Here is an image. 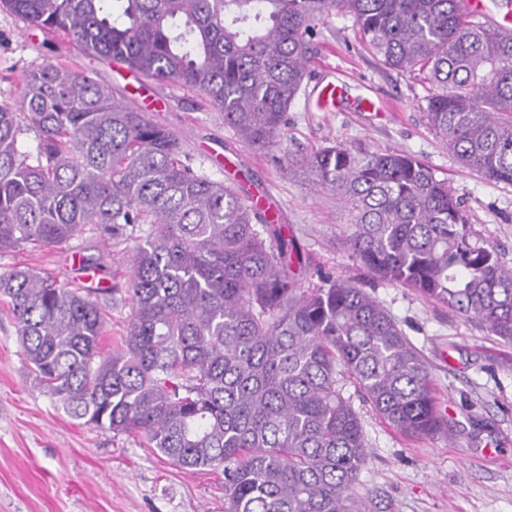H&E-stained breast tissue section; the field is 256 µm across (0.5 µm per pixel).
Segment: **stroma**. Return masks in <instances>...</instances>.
I'll use <instances>...</instances> for the list:
<instances>
[{
	"mask_svg": "<svg viewBox=\"0 0 512 512\" xmlns=\"http://www.w3.org/2000/svg\"><path fill=\"white\" fill-rule=\"evenodd\" d=\"M97 81L150 105V119L182 141L192 168L262 196L287 224L302 257L297 284L351 278L390 312L420 351L445 433L408 439L346 385L368 454L354 485L362 512H512V344L412 289L373 279L344 246L346 214L331 192L284 173L282 152L336 143L353 152L402 151L422 159L461 196L481 244L512 268V185L464 167L432 130L427 83L385 67L364 50L354 20L334 11L310 42L309 78L290 106L282 150L239 140L224 114L198 93L136 76L85 57L79 46L0 10V104L13 102L26 70L54 51ZM344 94L334 111L321 102L327 83ZM145 225L101 237L94 225L58 247L0 253V270L28 267L72 289H98L107 321L104 349L116 348L132 314L127 257ZM94 261L74 266L73 256ZM0 512H224L221 473L186 472L139 437L71 417L33 380L16 329L0 304Z\"/></svg>",
	"mask_w": 512,
	"mask_h": 512,
	"instance_id": "obj_1",
	"label": "stroma"
}]
</instances>
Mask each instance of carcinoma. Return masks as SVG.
Instances as JSON below:
<instances>
[{"mask_svg":"<svg viewBox=\"0 0 512 512\" xmlns=\"http://www.w3.org/2000/svg\"><path fill=\"white\" fill-rule=\"evenodd\" d=\"M95 59L195 90L253 148L274 150L309 75L316 26L350 15L362 43L433 87L426 111L466 167L512 184V35L464 0H0ZM35 133L37 153L19 145ZM170 130L48 58L0 105V252L52 248L88 224H148L130 257L120 345L91 292L0 272L29 371L74 418L135 433L175 466L224 473V512H353L367 456L349 380L399 433L443 429L430 377L388 311L349 278L298 288L296 243L253 197L194 173ZM283 170L336 193L347 249L512 343V268L460 198L404 152L328 145Z\"/></svg>","mask_w":512,"mask_h":512,"instance_id":"obj_1","label":"carcinoma"}]
</instances>
